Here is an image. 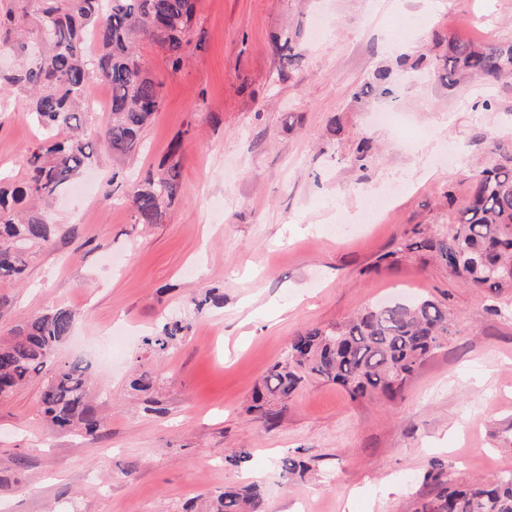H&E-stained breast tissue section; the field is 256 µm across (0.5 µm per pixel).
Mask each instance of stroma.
<instances>
[{"label":"stroma","mask_w":512,"mask_h":512,"mask_svg":"<svg viewBox=\"0 0 512 512\" xmlns=\"http://www.w3.org/2000/svg\"><path fill=\"white\" fill-rule=\"evenodd\" d=\"M290 24L322 36L284 72L272 36ZM453 37L511 43L512 0H198L180 71L150 39L139 44L162 104L119 166L98 143L111 91L90 86L98 148L86 188L49 211L62 230L52 247L28 249L22 281L0 283L10 300L0 336L54 308L76 311L53 362L86 365L103 429L92 441L53 429L40 378L0 400V512H205L209 495L247 484L266 512H417L432 495L431 462L459 482L512 471V283L473 288L404 248L418 230L448 234L449 197L464 201L497 162L492 144L512 151V79L460 89L401 69V57L444 54ZM382 68L396 101L362 92ZM27 110L24 96L0 93L2 174L37 142ZM176 142V197L158 223H137L124 186ZM389 188L381 222L338 224L362 194ZM210 288L223 305L195 309ZM409 294L443 305L450 336L395 397L355 400L312 379L274 423L248 414L294 336ZM167 316L192 328L153 351L143 339ZM145 370L156 382L133 390ZM236 448L250 460L225 465ZM289 454L309 461L304 477L281 476Z\"/></svg>","instance_id":"1"}]
</instances>
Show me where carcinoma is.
Returning a JSON list of instances; mask_svg holds the SVG:
<instances>
[{"mask_svg": "<svg viewBox=\"0 0 512 512\" xmlns=\"http://www.w3.org/2000/svg\"><path fill=\"white\" fill-rule=\"evenodd\" d=\"M197 0H7L0 3V57L15 60L0 68V87L30 99L29 119L42 138L22 159L20 175H0V282L21 280L25 252L49 247L56 227L38 209L49 204L92 161L85 91L94 80L112 90L111 116L103 140L113 158L136 148L158 112L160 86L143 69L139 42L147 37L160 46L173 70L180 69L191 44ZM282 66L301 65L305 54L300 30L272 36ZM448 84L479 79L497 84L512 76V43L477 44L448 40L438 57ZM374 82L383 97L394 96L393 73L380 69ZM171 147L157 167L128 184L126 196L140 224H155L165 201L173 200L181 176ZM446 237H422L406 244L426 251L474 288L495 289L512 282V156L507 163L481 170L468 201L455 213ZM76 314L60 307L14 328L0 340V399L35 377H44L41 410L55 428L93 436L99 421L86 404V367L79 362L56 367V347L71 335ZM189 325L178 317L144 339L163 352L183 337ZM449 335L448 312L426 298L377 304L342 323L312 327L297 335L284 356L266 371L248 412L271 421V405L285 401L308 379L343 386L352 398L377 394L393 397L415 369L441 348ZM283 476L310 470L297 455L278 461ZM428 478L435 496L418 512H512V472L473 484L448 479L435 464ZM212 512H265L257 486L228 487L214 495Z\"/></svg>", "mask_w": 512, "mask_h": 512, "instance_id": "carcinoma-1", "label": "carcinoma"}]
</instances>
